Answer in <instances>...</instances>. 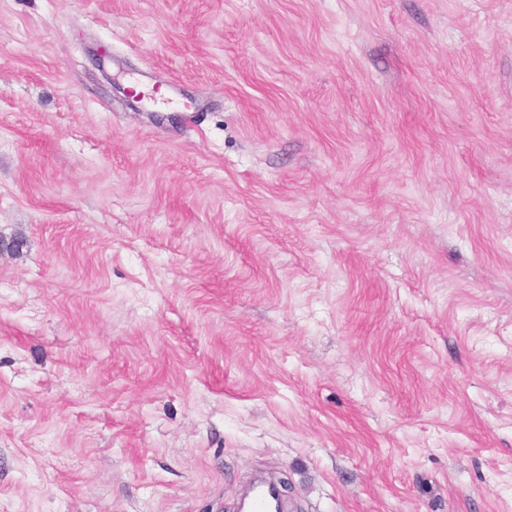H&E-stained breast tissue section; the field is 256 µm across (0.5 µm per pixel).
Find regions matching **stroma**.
I'll return each instance as SVG.
<instances>
[{
    "mask_svg": "<svg viewBox=\"0 0 512 512\" xmlns=\"http://www.w3.org/2000/svg\"><path fill=\"white\" fill-rule=\"evenodd\" d=\"M257 472L512 512V0H0V512Z\"/></svg>",
    "mask_w": 512,
    "mask_h": 512,
    "instance_id": "stroma-1",
    "label": "stroma"
}]
</instances>
